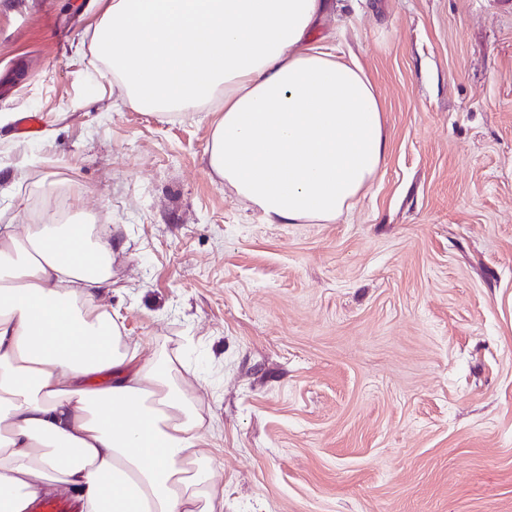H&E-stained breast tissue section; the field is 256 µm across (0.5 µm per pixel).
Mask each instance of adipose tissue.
Wrapping results in <instances>:
<instances>
[{
    "label": "adipose tissue",
    "instance_id": "1",
    "mask_svg": "<svg viewBox=\"0 0 512 512\" xmlns=\"http://www.w3.org/2000/svg\"><path fill=\"white\" fill-rule=\"evenodd\" d=\"M328 0H103L91 48L125 101L219 113L210 168L268 224H332L385 164L361 67L313 43ZM112 241L88 224L0 226V512L69 486L84 512H215L204 419L170 357L116 315Z\"/></svg>",
    "mask_w": 512,
    "mask_h": 512
}]
</instances>
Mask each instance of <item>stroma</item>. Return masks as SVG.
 <instances>
[{
	"mask_svg": "<svg viewBox=\"0 0 512 512\" xmlns=\"http://www.w3.org/2000/svg\"><path fill=\"white\" fill-rule=\"evenodd\" d=\"M100 9L0 0V225L108 229L98 302L182 357L224 512H512V0H332L316 40L387 138L333 224L263 223L208 165L218 113L125 103Z\"/></svg>",
	"mask_w": 512,
	"mask_h": 512,
	"instance_id": "stroma-1",
	"label": "stroma"
}]
</instances>
